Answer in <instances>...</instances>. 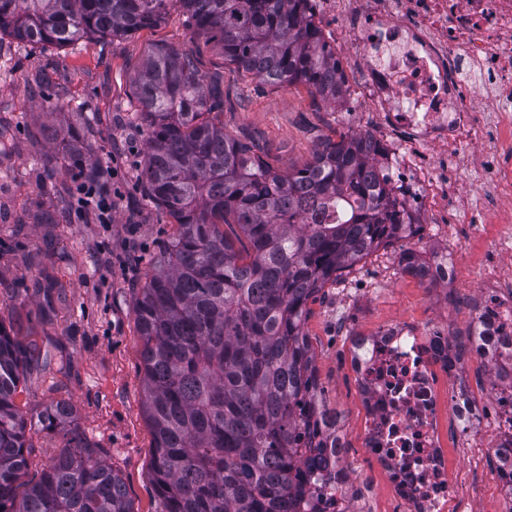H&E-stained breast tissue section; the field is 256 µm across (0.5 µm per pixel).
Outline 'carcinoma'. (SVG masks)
Here are the masks:
<instances>
[{"mask_svg": "<svg viewBox=\"0 0 512 512\" xmlns=\"http://www.w3.org/2000/svg\"><path fill=\"white\" fill-rule=\"evenodd\" d=\"M303 0H0V34L64 47L158 27L188 14L196 39L261 83L303 84L323 101L345 94L339 62ZM131 111L147 129L144 200L176 230L136 302L143 412L153 435L155 512H297L303 419L320 405L302 328L307 303L366 256L410 234L373 165L374 136L342 135L303 167L273 168L207 115L221 98L191 50L160 43L130 80ZM235 224L249 248L221 226ZM404 273L423 279L413 253ZM42 367L38 344L0 317V512H134L125 482L85 445H67L18 491L32 419L16 403ZM74 428L58 401L38 414Z\"/></svg>", "mask_w": 512, "mask_h": 512, "instance_id": "1", "label": "carcinoma"}]
</instances>
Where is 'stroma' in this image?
I'll return each mask as SVG.
<instances>
[{
	"mask_svg": "<svg viewBox=\"0 0 512 512\" xmlns=\"http://www.w3.org/2000/svg\"><path fill=\"white\" fill-rule=\"evenodd\" d=\"M159 42L194 50L200 74L224 101L214 121L229 136L255 145L276 169L303 167L326 141L341 135L388 129L383 112L356 93L362 68L341 43L335 57L348 91L327 103L302 85L257 83L217 48L194 41L187 16L174 9L158 27L115 41L82 39L60 48L0 36V317L51 358L49 366L27 376L16 401L33 413L56 400L71 401L83 444L123 477L135 512H154L155 491L153 437L143 414L142 341L133 309L173 220L142 198L147 131L132 122L128 104L130 78ZM109 163L119 172L121 193L106 225L78 215L73 184L80 170ZM471 191L462 184L463 202L448 218V234L464 253L452 285L460 302L448 323L456 346L470 335L472 290L487 268L489 243L512 220V185L501 188L490 208L468 207ZM412 247L408 238L393 241L328 283L309 301L303 327L315 354L319 398L340 413L349 435L348 460L371 482L379 512L388 506V482L363 450L364 414L336 325L371 336L400 318L421 326L441 316L436 285L383 273ZM47 276L61 286L50 300L33 291ZM69 439L65 429L29 427L23 482L37 481Z\"/></svg>",
	"mask_w": 512,
	"mask_h": 512,
	"instance_id": "35a3bbf8",
	"label": "stroma"
}]
</instances>
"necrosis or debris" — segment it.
<instances>
[{
    "label": "necrosis or debris",
    "mask_w": 512,
    "mask_h": 512,
    "mask_svg": "<svg viewBox=\"0 0 512 512\" xmlns=\"http://www.w3.org/2000/svg\"><path fill=\"white\" fill-rule=\"evenodd\" d=\"M304 10L327 46L344 40L359 58L363 94L399 132L380 136L376 171L404 221L420 224L427 210L447 207L450 179L439 162L462 147L484 145L491 189L512 181V0H305ZM415 247L435 282L449 281L463 259L444 224ZM477 288L469 355H457L444 321L423 332L396 321L349 339L365 447L394 488L387 512H475L473 473L448 475L452 447L496 457L501 496L512 503V280L491 269ZM476 361L495 380L483 406L468 376ZM300 441L316 447L302 469L303 512H370L368 487L345 460V432L332 448L318 433Z\"/></svg>",
    "instance_id": "1"
}]
</instances>
